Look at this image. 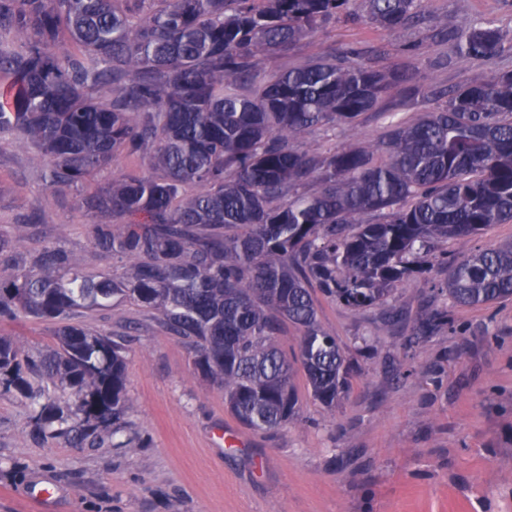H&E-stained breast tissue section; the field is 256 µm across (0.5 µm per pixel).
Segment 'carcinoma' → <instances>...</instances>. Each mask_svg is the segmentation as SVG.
I'll use <instances>...</instances> for the list:
<instances>
[{"label": "carcinoma", "instance_id": "cac0c4a2", "mask_svg": "<svg viewBox=\"0 0 512 512\" xmlns=\"http://www.w3.org/2000/svg\"><path fill=\"white\" fill-rule=\"evenodd\" d=\"M423 3L0 0V33L12 37L0 42V72L10 76L0 128L50 159V188H76L119 155L151 170L78 199L119 274L89 275L62 247L20 251L25 224L0 236V320L23 313L56 325L58 338L24 368L20 346L1 335L0 388L26 395L37 373L75 396L42 404L39 430L58 424L55 435L83 443L129 411L124 335L88 322L121 303L192 346L195 369L224 390L231 412L271 431L298 414L297 373L329 409L349 387L351 367L321 329L312 289L365 309L438 263L456 306L512 298V241L460 259L436 253L443 239L512 222V71L449 91L378 145L332 153L294 143L315 127L354 128L413 77L356 62L352 48L262 77L264 59L336 20L365 16L396 41ZM454 40L464 60L503 52L490 26ZM311 181L313 194L304 191ZM372 213L385 221L369 222ZM449 323L448 307H432L410 341ZM288 325L301 332L292 355L279 343Z\"/></svg>", "mask_w": 512, "mask_h": 512}]
</instances>
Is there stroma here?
Here are the masks:
<instances>
[{"instance_id": "obj_1", "label": "stroma", "mask_w": 512, "mask_h": 512, "mask_svg": "<svg viewBox=\"0 0 512 512\" xmlns=\"http://www.w3.org/2000/svg\"><path fill=\"white\" fill-rule=\"evenodd\" d=\"M426 19L396 42L367 23L327 24L285 55L263 62L265 75L305 67L329 49L353 47L380 70L412 73L421 89L392 91L356 129L310 130L298 149L329 151L380 142L390 125L417 122L438 92L512 70V0H426ZM488 23L505 49L491 60L459 61L441 25ZM49 164L14 131H0V234L31 230L21 250L60 245L87 273L110 271L93 246L92 226L73 192L48 186ZM47 223H40V216ZM438 270L397 288L388 303L353 310L316 294L318 320L335 336L354 373L331 410L296 378L299 414L274 432L242 424L224 393L193 367L195 352L124 305L93 325L128 338L131 409L118 431L81 445L35 430V399L72 402L70 390L32 378V396L0 391V512H512V301L449 306L450 327L410 343L415 318L449 305ZM403 320L384 322L391 310ZM55 326L20 315L0 334L36 358L55 343ZM238 431L228 447L217 436ZM54 489L41 501L36 491Z\"/></svg>"}]
</instances>
